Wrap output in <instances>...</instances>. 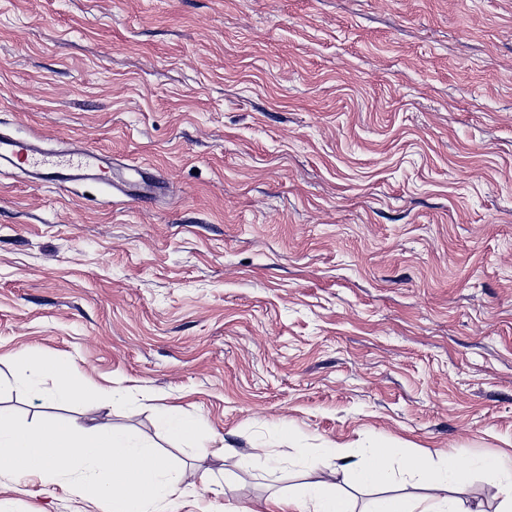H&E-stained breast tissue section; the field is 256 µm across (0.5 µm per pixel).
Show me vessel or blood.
<instances>
[{"instance_id": "obj_1", "label": "vessel or blood", "mask_w": 512, "mask_h": 512, "mask_svg": "<svg viewBox=\"0 0 512 512\" xmlns=\"http://www.w3.org/2000/svg\"><path fill=\"white\" fill-rule=\"evenodd\" d=\"M0 167L19 168L32 181L48 182L58 189L86 183L107 182L114 196L149 198L162 191L159 181L134 183L115 169L110 153L92 149L64 156L44 149L40 139L16 137L0 131Z\"/></svg>"}]
</instances>
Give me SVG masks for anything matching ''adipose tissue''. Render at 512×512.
<instances>
[{"mask_svg": "<svg viewBox=\"0 0 512 512\" xmlns=\"http://www.w3.org/2000/svg\"><path fill=\"white\" fill-rule=\"evenodd\" d=\"M52 381L49 395L55 402L81 401L100 407L109 399L108 393L98 391L78 382L71 367L50 358H25L20 360L16 372L19 383L39 390L41 379ZM394 450L385 445L369 448L329 447L305 455L303 464L318 471L316 480L303 485L294 495L273 499L276 512H353L349 500L341 494L327 472L330 461L341 463L351 484L361 488L377 489L367 512H465L456 501L448 499L446 490L465 478L455 455L442 456L432 462L421 456L407 459L405 473L409 477L426 478L431 492L425 496L386 492L391 477Z\"/></svg>", "mask_w": 512, "mask_h": 512, "instance_id": "obj_1", "label": "adipose tissue"}]
</instances>
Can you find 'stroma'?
<instances>
[{"mask_svg": "<svg viewBox=\"0 0 512 512\" xmlns=\"http://www.w3.org/2000/svg\"><path fill=\"white\" fill-rule=\"evenodd\" d=\"M0 130L165 184L0 176V411L41 419L39 354L117 388L53 412L172 459L175 512H260L332 445L454 453L472 512L512 495L473 467L512 458V0H0ZM0 512L106 508L0 474ZM156 420L165 434L176 441L197 439L199 422L174 405H161L156 409ZM251 449L252 452L248 455L246 462L252 470L268 474L277 468L279 460L268 448L260 444Z\"/></svg>", "mask_w": 512, "mask_h": 512, "instance_id": "stroma-1", "label": "stroma"}]
</instances>
